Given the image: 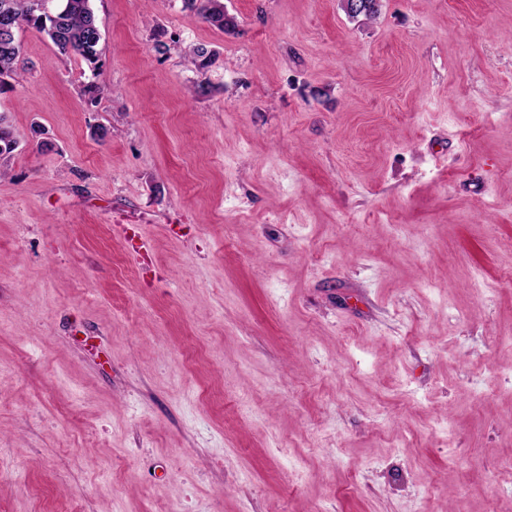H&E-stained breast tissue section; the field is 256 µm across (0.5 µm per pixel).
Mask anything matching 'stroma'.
<instances>
[{
	"label": "stroma",
	"mask_w": 512,
	"mask_h": 512,
	"mask_svg": "<svg viewBox=\"0 0 512 512\" xmlns=\"http://www.w3.org/2000/svg\"><path fill=\"white\" fill-rule=\"evenodd\" d=\"M223 3L92 0L95 76L19 33L0 512H498L512 0ZM191 9H194L197 16L211 27L217 28L221 31L229 30V27L235 26L234 18H232L231 26L224 22V3L221 0H187Z\"/></svg>",
	"instance_id": "obj_1"
}]
</instances>
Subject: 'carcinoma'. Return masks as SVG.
Returning a JSON list of instances; mask_svg holds the SVG:
<instances>
[{"label": "carcinoma", "mask_w": 512, "mask_h": 512, "mask_svg": "<svg viewBox=\"0 0 512 512\" xmlns=\"http://www.w3.org/2000/svg\"><path fill=\"white\" fill-rule=\"evenodd\" d=\"M187 2L203 22L221 31L229 29L221 0ZM12 24L45 35L61 54L80 58L91 72L99 69L102 32L91 0H0V88L12 77L22 53L18 28L5 31ZM18 147L19 137L12 126L0 124V176Z\"/></svg>", "instance_id": "obj_1"}]
</instances>
